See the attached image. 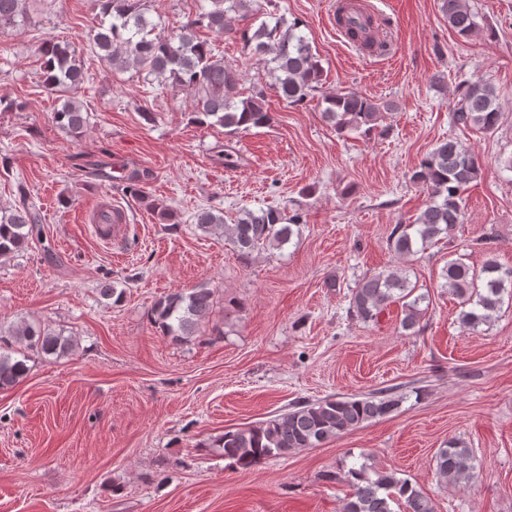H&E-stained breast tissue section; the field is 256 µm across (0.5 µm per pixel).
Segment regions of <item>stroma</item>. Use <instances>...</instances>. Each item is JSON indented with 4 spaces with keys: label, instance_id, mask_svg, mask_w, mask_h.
Wrapping results in <instances>:
<instances>
[{
    "label": "stroma",
    "instance_id": "obj_1",
    "mask_svg": "<svg viewBox=\"0 0 512 512\" xmlns=\"http://www.w3.org/2000/svg\"><path fill=\"white\" fill-rule=\"evenodd\" d=\"M332 2L259 0L305 23L324 93L392 102L381 121L389 135L336 133L316 98L282 102L264 63L231 34L197 32L239 69L241 95L268 88L274 117L232 137L196 123L189 95L168 83L105 72L94 0H43L25 26L0 29V97L20 104L0 110V208L24 192L41 216L38 238L0 262V329L47 326L76 343L65 357L32 356L28 374L0 389V512H342L351 487L338 471L359 459L416 483L437 512H512V305L469 334L443 278L458 258L512 267V173L497 165L512 156V0H469L479 29L466 39L439 0H370L392 19L388 60L337 36ZM49 40L67 42L86 75L75 94L87 116L78 137L56 126L64 98L41 85ZM475 81L499 95L495 132L452 123L458 86ZM445 138L475 154L480 175L450 237L399 259L389 234L428 198L410 175ZM135 172L177 223H156L129 194ZM103 198L127 219L111 243L91 222ZM297 203L299 235L246 264L192 220L202 207L231 220L245 207ZM397 265L430 295L416 335L402 330L400 305L369 324L347 312L359 278ZM106 283L122 290L120 303L102 296ZM201 284L217 304L200 335L162 336L155 302ZM386 386L407 395L396 412L318 447L245 471L214 446L294 401ZM451 440L475 457L460 487L435 475Z\"/></svg>",
    "mask_w": 512,
    "mask_h": 512
}]
</instances>
